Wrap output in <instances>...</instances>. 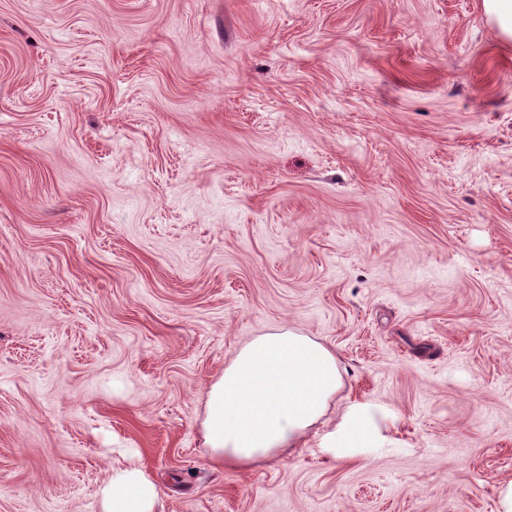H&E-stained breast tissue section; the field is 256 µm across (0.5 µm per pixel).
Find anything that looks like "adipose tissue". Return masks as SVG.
Listing matches in <instances>:
<instances>
[{"instance_id":"ef3b65f1","label":"adipose tissue","mask_w":512,"mask_h":512,"mask_svg":"<svg viewBox=\"0 0 512 512\" xmlns=\"http://www.w3.org/2000/svg\"><path fill=\"white\" fill-rule=\"evenodd\" d=\"M342 385L334 352L294 329L254 338L242 346L211 385L204 437L224 465L258 469L279 455L306 447ZM379 435L374 408L353 403L324 435V450L354 454ZM158 487L137 467L121 470L102 490L103 512H154Z\"/></svg>"}]
</instances>
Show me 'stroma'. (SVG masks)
Masks as SVG:
<instances>
[{"mask_svg":"<svg viewBox=\"0 0 512 512\" xmlns=\"http://www.w3.org/2000/svg\"><path fill=\"white\" fill-rule=\"evenodd\" d=\"M299 330L307 447L215 462L210 385ZM381 438L324 454L347 405ZM498 512L512 42L482 0H0V512ZM158 487L138 467L112 475L102 490L104 512H154Z\"/></svg>","mask_w":512,"mask_h":512,"instance_id":"1","label":"stroma"}]
</instances>
